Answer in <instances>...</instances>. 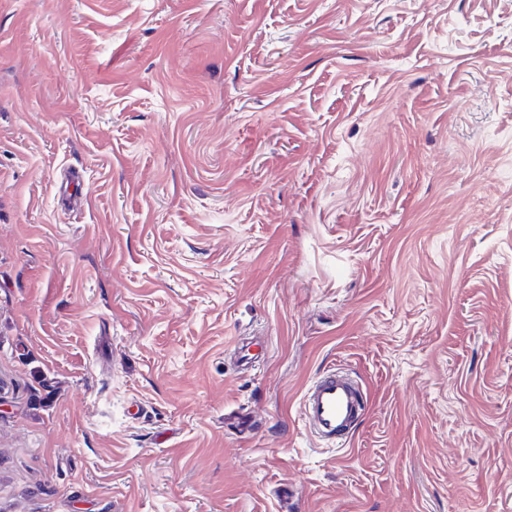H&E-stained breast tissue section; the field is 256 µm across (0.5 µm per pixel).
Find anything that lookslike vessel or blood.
<instances>
[{"label":"vessel or blood","instance_id":"vessel-or-blood-1","mask_svg":"<svg viewBox=\"0 0 512 512\" xmlns=\"http://www.w3.org/2000/svg\"><path fill=\"white\" fill-rule=\"evenodd\" d=\"M300 409L306 427L316 439L341 448L362 418L366 401L352 379L330 370L306 387Z\"/></svg>","mask_w":512,"mask_h":512}]
</instances>
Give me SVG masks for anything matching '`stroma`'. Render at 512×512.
Wrapping results in <instances>:
<instances>
[{
  "instance_id": "stroma-1",
  "label": "stroma",
  "mask_w": 512,
  "mask_h": 512,
  "mask_svg": "<svg viewBox=\"0 0 512 512\" xmlns=\"http://www.w3.org/2000/svg\"><path fill=\"white\" fill-rule=\"evenodd\" d=\"M0 512H512V0H0ZM300 409L306 427L316 439L342 448L364 415L366 401L352 379L330 370L306 387Z\"/></svg>"
}]
</instances>
